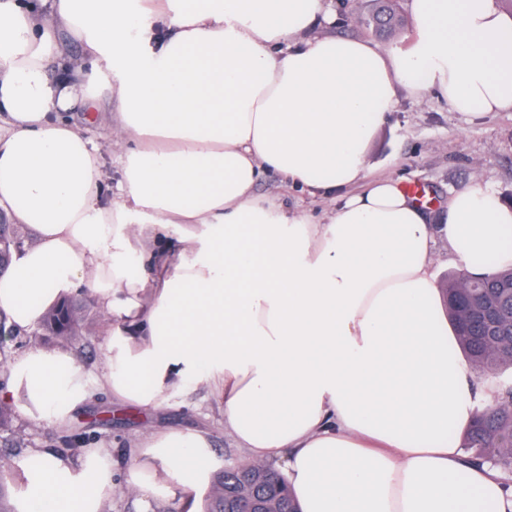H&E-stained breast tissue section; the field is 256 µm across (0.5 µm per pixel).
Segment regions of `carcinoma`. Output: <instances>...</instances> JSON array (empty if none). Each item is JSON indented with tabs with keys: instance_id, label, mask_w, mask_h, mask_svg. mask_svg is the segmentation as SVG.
<instances>
[{
	"instance_id": "obj_1",
	"label": "carcinoma",
	"mask_w": 512,
	"mask_h": 512,
	"mask_svg": "<svg viewBox=\"0 0 512 512\" xmlns=\"http://www.w3.org/2000/svg\"><path fill=\"white\" fill-rule=\"evenodd\" d=\"M373 27L381 36L394 35L404 20L393 13L387 0H377L372 13ZM512 279V268L503 269L483 279L488 296L497 304L501 315V328L496 336H486L475 330L470 334L458 333L461 351L480 377L493 378L512 372V354L501 345L512 341V291L502 284ZM445 312L448 319L458 322L456 310L466 293L464 274L448 277L443 288ZM81 309L69 299L51 310L45 319L44 330L57 341L68 342L80 334ZM512 435V385L502 383L491 401L479 408L461 438V445L474 452L472 462H493V468L512 474V448L505 438ZM261 500L271 512H299V506L290 495L283 476L261 465L240 464L224 470L213 482L205 497L204 512H236L245 498Z\"/></svg>"
}]
</instances>
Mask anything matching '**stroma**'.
Returning <instances> with one entry per match:
<instances>
[{"mask_svg": "<svg viewBox=\"0 0 512 512\" xmlns=\"http://www.w3.org/2000/svg\"><path fill=\"white\" fill-rule=\"evenodd\" d=\"M372 4L373 0H327L331 20L318 22L315 29L323 34L371 38L365 19ZM366 175L422 187L435 211L452 193L475 180L490 186L512 205V112L466 118L451 111L440 95L416 97L399 92L394 109L369 145ZM255 193L279 198L284 205L318 216L326 208L324 201L288 188L283 177L273 171L263 175ZM106 328L105 314L96 304H89L81 337L67 345L84 363L93 382L103 371ZM152 425L207 434L216 459L198 483L197 499L209 493L215 474L241 458L224 431V412L207 386L191 393H173L162 409L135 411L116 409L111 396L99 390L75 411L66 428L36 424L19 414L8 426L0 427V458L8 459L18 471L15 482L9 485L12 503H19L25 493L26 478L19 469L30 450L64 451L75 458L83 449L102 446L122 465L136 434Z\"/></svg>", "mask_w": 512, "mask_h": 512, "instance_id": "obj_1", "label": "stroma"}]
</instances>
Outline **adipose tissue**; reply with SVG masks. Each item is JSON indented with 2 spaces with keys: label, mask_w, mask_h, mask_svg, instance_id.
I'll use <instances>...</instances> for the list:
<instances>
[{
  "label": "adipose tissue",
  "mask_w": 512,
  "mask_h": 512,
  "mask_svg": "<svg viewBox=\"0 0 512 512\" xmlns=\"http://www.w3.org/2000/svg\"><path fill=\"white\" fill-rule=\"evenodd\" d=\"M325 0H0V213L33 246L0 273L15 330L85 290L109 318L99 381L120 406L206 384L245 460L279 459L301 512H512L449 429L475 372L433 272L512 266V206L471 182L439 213L367 149L398 90L470 116L512 112V16L495 0H411L406 49L312 33ZM80 45L71 56L61 33ZM59 76H52L51 67ZM112 114L117 200L86 127ZM325 198L317 217L259 197L265 173ZM181 225L174 239L167 226ZM138 253L145 272L125 259ZM0 402L65 426L90 393L69 351L11 361ZM213 462L195 431L148 428L127 482L152 503ZM19 512H104L114 462L37 449Z\"/></svg>",
  "instance_id": "obj_1"
}]
</instances>
